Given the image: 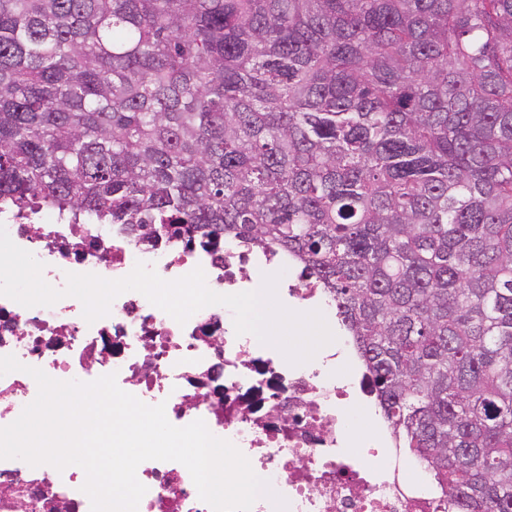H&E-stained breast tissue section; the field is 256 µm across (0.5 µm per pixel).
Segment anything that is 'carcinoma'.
I'll return each mask as SVG.
<instances>
[{"mask_svg": "<svg viewBox=\"0 0 512 512\" xmlns=\"http://www.w3.org/2000/svg\"><path fill=\"white\" fill-rule=\"evenodd\" d=\"M0 200L292 256L437 496L512 512V0H0Z\"/></svg>", "mask_w": 512, "mask_h": 512, "instance_id": "obj_1", "label": "carcinoma"}]
</instances>
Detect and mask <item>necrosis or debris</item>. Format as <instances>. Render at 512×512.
Segmentation results:
<instances>
[{
	"label": "necrosis or debris",
	"mask_w": 512,
	"mask_h": 512,
	"mask_svg": "<svg viewBox=\"0 0 512 512\" xmlns=\"http://www.w3.org/2000/svg\"><path fill=\"white\" fill-rule=\"evenodd\" d=\"M0 225L43 263L44 279L57 289L65 287L67 274L116 280L141 261L166 280L202 268L208 287L225 295L251 291L255 277L276 273L284 306L326 317L333 309L290 257L251 251L234 239L204 248L164 234L145 243L125 225L67 219L48 206L20 213L0 205ZM82 312L73 297L27 308L0 296V356H15L25 366L0 376V427L37 395L27 367L59 381L90 382L113 373L119 387L143 403L164 404L171 424L203 420L249 459L272 490L251 512H277V495L287 512H446L428 484H407L392 463L389 425H382L377 444L360 441L351 410L371 405L373 395L365 374H343L344 337L294 366L273 346L237 335L234 314L223 305L207 306L181 324L143 294L127 291L94 323ZM136 475L147 488L138 512H211L179 462L148 460ZM85 481L75 465L59 471L0 459V512H90Z\"/></svg>",
	"instance_id": "obj_1"
}]
</instances>
